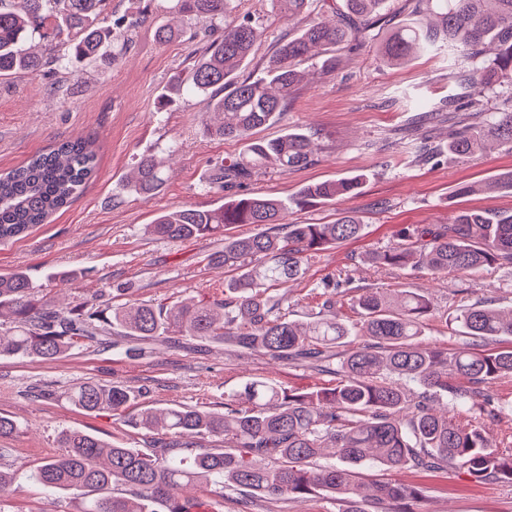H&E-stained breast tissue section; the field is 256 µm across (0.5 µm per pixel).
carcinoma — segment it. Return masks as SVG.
Instances as JSON below:
<instances>
[{"label":"carcinoma","instance_id":"1","mask_svg":"<svg viewBox=\"0 0 512 512\" xmlns=\"http://www.w3.org/2000/svg\"><path fill=\"white\" fill-rule=\"evenodd\" d=\"M169 10L186 20L206 19L201 55L175 72L159 96L163 108L173 95L203 96L209 102V134L243 142L238 159L215 163L208 187L232 191L251 176L274 166L286 171L313 156L312 138L292 132L261 141L254 132L284 111L290 88L302 78L297 64L320 49L322 65L336 68V47L360 44L370 35L388 0H342L336 22L309 18L316 0H273L281 17L305 22L281 39L254 78L240 76L261 32L248 20L224 23L232 0H170ZM107 0H0V80L34 76L60 59L77 71L85 62L114 61L108 53L113 30ZM134 25L137 20L128 21ZM446 45L467 66V107L480 105L491 80L512 86V0H415L414 18L399 21L380 49L386 65L407 64L423 52ZM494 50L486 60L487 49ZM484 124L450 133L448 152L467 157L494 142L512 151V97ZM98 153L90 137L67 138L0 173V243L6 244L66 207L96 172ZM362 176L308 186L285 202L278 197L239 194L214 209L161 212L150 232L177 242L213 236L233 224L273 225L247 236H224L208 264L233 273L224 299L172 307L132 303L65 311L35 298L36 286L23 271L0 273V319L10 323L0 336V356L57 359L79 342L109 343L112 329L136 341L158 339L170 349L183 338L231 341L236 346L292 365L321 362L338 355L350 336L368 342L345 350L335 383L318 391L287 389L252 378L224 404V412L180 405L145 408L138 425L161 433L149 453L109 444L82 430H64V451L46 461L30 478L86 500L83 512H190L185 490L199 483H222L258 497L280 500L321 491L343 503L340 512H368L359 498L358 474L365 465L414 468L426 472L463 470L475 485L489 481L512 485V448L489 445L482 425L459 411L434 412L427 394L406 398L390 377L416 382L451 395L462 407L496 416L458 383L477 386L512 378V347L478 350L480 343L512 336V310L476 303L453 318L471 348L445 352L424 345L421 336L438 309L428 296L410 288L383 294L370 288L354 304L359 320L348 324L336 312L339 283L323 280V312L305 322L281 313L282 299L270 290L305 278L311 255L361 236L364 224L345 213L333 224H288L279 232L288 206L315 199L336 200L355 193ZM166 183V161L142 156L125 188L137 196L158 194ZM402 242L368 256L392 268H424L432 274L476 271L512 265V211L461 210L451 224H427L399 233ZM134 390L82 381L64 392L69 404L87 413L118 411ZM222 437L232 450L206 446ZM325 448L340 464L318 470L311 462ZM127 495L110 494L112 487ZM416 484L379 482L371 503L389 512H410L421 498Z\"/></svg>","mask_w":512,"mask_h":512}]
</instances>
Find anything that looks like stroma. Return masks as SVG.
<instances>
[{
  "label": "stroma",
  "instance_id": "obj_1",
  "mask_svg": "<svg viewBox=\"0 0 512 512\" xmlns=\"http://www.w3.org/2000/svg\"><path fill=\"white\" fill-rule=\"evenodd\" d=\"M143 0H110L113 17H135V27L117 32L125 52L119 62L97 61L79 72L45 71L0 82V171L70 136L97 140L98 166L85 192L68 207L17 240L0 245V273L25 271L41 296L57 308L78 303L95 307L127 302L171 304L224 297L223 270L207 265L217 246L213 238L169 242L148 233L154 217L172 209H213L225 193L209 189L212 165L236 158L241 142L211 137L203 119L207 101L189 96L162 109L158 96L170 76L193 63L197 42L180 38L163 45L155 38V18L139 19ZM249 18L261 38L246 65L258 74L276 44L288 33L272 0H241L232 20ZM378 40L336 54V69L322 71L317 60L302 64L300 83L288 105L267 127L263 139L288 132L310 135L316 145L309 164L286 172L259 171L243 185L252 195L287 197L302 188L362 175L355 196L315 201L290 209L291 224H331L343 212L358 216L362 236L324 250L309 262L304 279L289 285L282 303L289 319L305 321L318 311L313 290L325 277L345 282L338 298L347 322L357 315L352 302L362 289L393 292L412 288L429 294L440 310L455 314L478 302L512 307V267L492 265L459 276L431 278L422 270L399 271L368 262L403 228L452 223L459 210H512V194L487 190L464 197L456 189L481 183L512 169V152L494 147L470 157L448 152V135L475 122L468 109L449 107L466 97L461 70L441 49L403 67L377 58ZM429 102L433 119L416 127L420 102ZM146 153L169 157L168 181L157 195L140 198L126 192L139 158ZM251 377L313 391L335 376L307 366H291L245 351L231 343L210 341L202 350H172L156 342L119 343L109 349L78 346L55 360L0 357V416L12 419L16 432L0 437V470L14 474V494L0 512H81L84 500L61 494L30 480V473L61 452L58 435L79 429L105 441L142 452L154 438L136 421L145 407L191 406L220 411ZM93 380L141 389L119 413L85 414L62 394L74 384ZM483 398L502 404L490 437L512 439V378L481 386ZM362 481L418 483L424 486L412 512H512V486L475 485L458 469L418 473L374 464ZM195 498L215 503L217 512H339L340 505L315 494L275 502L244 504L237 490L208 484Z\"/></svg>",
  "mask_w": 512,
  "mask_h": 512
}]
</instances>
